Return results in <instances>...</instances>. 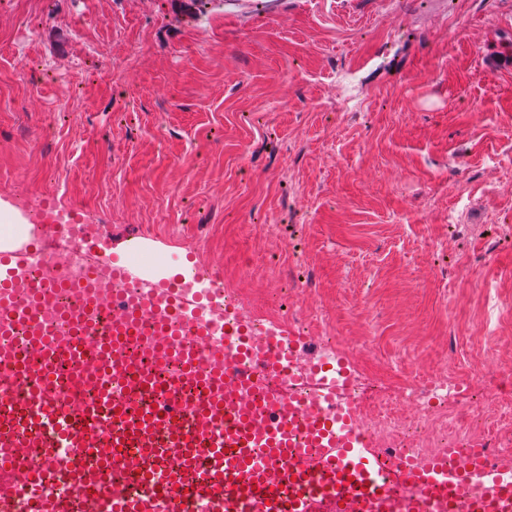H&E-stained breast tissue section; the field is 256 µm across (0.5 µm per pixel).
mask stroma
I'll list each match as a JSON object with an SVG mask.
<instances>
[{"instance_id":"35a3bbf8","label":"stroma","mask_w":512,"mask_h":512,"mask_svg":"<svg viewBox=\"0 0 512 512\" xmlns=\"http://www.w3.org/2000/svg\"><path fill=\"white\" fill-rule=\"evenodd\" d=\"M511 43L512 0H0V192L512 431Z\"/></svg>"}]
</instances>
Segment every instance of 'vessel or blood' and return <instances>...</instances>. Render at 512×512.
<instances>
[{
    "label": "vessel or blood",
    "instance_id": "vessel-or-blood-1",
    "mask_svg": "<svg viewBox=\"0 0 512 512\" xmlns=\"http://www.w3.org/2000/svg\"><path fill=\"white\" fill-rule=\"evenodd\" d=\"M86 278L75 284L24 271L50 265L39 240L0 248V512H340L356 496L361 512H512V472L489 465L478 450L456 464L434 457L385 460L352 430L337 431L350 411L302 412L271 387L269 372L244 356L247 336L201 352L182 336H209L215 322L190 321L221 295L191 290L209 268L149 284L113 254L104 237H86ZM124 288L112 305L128 314L99 324L101 269ZM30 295L13 305L18 289ZM64 291L79 305L39 323L44 306ZM26 325L37 352L23 359L8 341ZM176 354L166 379L140 376L126 399L100 412L84 397L80 368L93 362L127 375L128 347L143 341ZM71 367L65 390L47 377ZM115 447L104 460L97 449ZM410 489V499L395 485Z\"/></svg>",
    "mask_w": 512,
    "mask_h": 512
}]
</instances>
